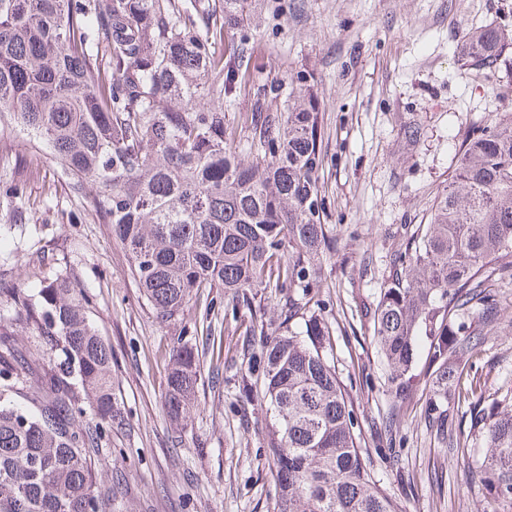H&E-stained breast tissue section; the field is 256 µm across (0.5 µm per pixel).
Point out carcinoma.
<instances>
[{
	"mask_svg": "<svg viewBox=\"0 0 512 512\" xmlns=\"http://www.w3.org/2000/svg\"><path fill=\"white\" fill-rule=\"evenodd\" d=\"M263 0H0V130L45 145L82 212L109 224L147 302L165 322L191 306L234 308L259 290L288 289V318L254 320L239 395L262 383L276 485L274 512H398L355 437L352 401L336 374L331 324L307 308L322 261L336 250L322 223L323 117L315 80L297 72L287 111L254 113L244 137L226 112L252 58L242 35L216 53L212 38L251 23ZM512 29L482 26L462 40L460 67L496 71ZM252 160L247 161L245 157ZM92 190L84 192L86 185ZM512 278V110L486 118L461 144L428 224L404 251L370 311L373 340L394 397L419 390L425 415L448 432L452 401H471L470 432L456 444L486 490L489 512L512 506V404L488 400L463 373L498 327L494 289ZM16 320L52 355L33 372L11 332H0V512H111L92 454L122 419L112 411V350L89 321V300L66 274L36 293L5 290ZM198 363L184 345L170 359L166 405L189 417ZM23 402H15V398ZM96 411L97 422L76 420Z\"/></svg>",
	"mask_w": 512,
	"mask_h": 512,
	"instance_id": "cac0c4a2",
	"label": "carcinoma"
}]
</instances>
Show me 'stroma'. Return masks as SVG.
<instances>
[{
  "label": "stroma",
  "instance_id": "35a3bbf8",
  "mask_svg": "<svg viewBox=\"0 0 512 512\" xmlns=\"http://www.w3.org/2000/svg\"><path fill=\"white\" fill-rule=\"evenodd\" d=\"M489 24L512 28V0H268L247 30L260 69L246 75L229 107L240 122L259 108L284 111L282 100L258 99L257 88L285 70L318 83L323 221L333 225L337 248L313 293L334 329L336 370L354 400L360 445L400 512L487 506L461 457L429 427L424 392L388 393L367 311L394 254L427 223L459 145L488 113L512 109V48L492 74L457 64L464 34ZM409 125L416 140L403 134ZM16 184L22 198L6 196ZM80 201L47 150L19 132L0 133V289L23 282L35 290L66 271L112 347V403L123 423L94 455L98 480L112 488V512H273L271 418L259 399L237 398L234 385L258 349L246 342V325L254 317L280 323L287 290L262 291L253 310L232 320L224 315L232 302L219 289L209 318L192 311L182 324L161 321L110 225L84 216ZM499 295L501 327L475 358V379L492 398L512 389V333L504 329L512 285ZM13 316L1 300L0 325L30 368L46 372L40 337ZM185 344L200 377L195 409L178 434L165 411L166 369Z\"/></svg>",
  "mask_w": 512,
  "mask_h": 512
}]
</instances>
